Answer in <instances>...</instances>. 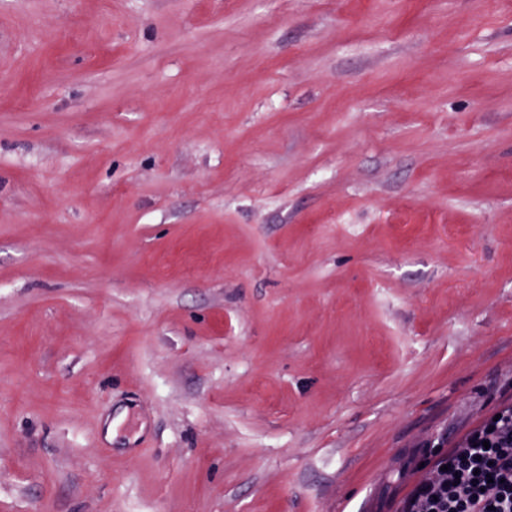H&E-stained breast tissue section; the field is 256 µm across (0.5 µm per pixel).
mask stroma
<instances>
[{
    "mask_svg": "<svg viewBox=\"0 0 512 512\" xmlns=\"http://www.w3.org/2000/svg\"><path fill=\"white\" fill-rule=\"evenodd\" d=\"M510 402L512 0H0V512H399Z\"/></svg>",
    "mask_w": 512,
    "mask_h": 512,
    "instance_id": "obj_1",
    "label": "stroma"
}]
</instances>
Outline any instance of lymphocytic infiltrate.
<instances>
[{"label":"lymphocytic infiltrate","mask_w":512,"mask_h":512,"mask_svg":"<svg viewBox=\"0 0 512 512\" xmlns=\"http://www.w3.org/2000/svg\"><path fill=\"white\" fill-rule=\"evenodd\" d=\"M403 512H512V406L449 451L418 482Z\"/></svg>","instance_id":"lymphocytic-infiltrate-1"}]
</instances>
